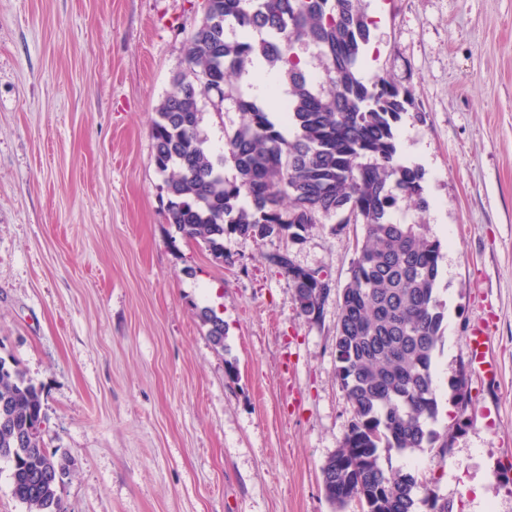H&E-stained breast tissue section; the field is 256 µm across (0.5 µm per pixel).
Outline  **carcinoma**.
<instances>
[{
	"mask_svg": "<svg viewBox=\"0 0 512 512\" xmlns=\"http://www.w3.org/2000/svg\"><path fill=\"white\" fill-rule=\"evenodd\" d=\"M362 2L204 0L202 20L186 39L188 68L173 77L152 120L153 159L165 176L167 223L227 265L234 264L224 251L227 236L297 242L333 215L363 225L338 294L334 339L336 376L353 419L321 467L322 486L338 509L355 500L361 512H417L426 486L413 472L384 468L380 449L413 454L437 444L446 463L448 434L427 425L438 410L431 367L442 339L435 296L441 243L422 225L392 217L401 199L421 213L429 208L423 170L396 162L397 125L417 108L409 90L360 77L371 41ZM298 45L316 48L322 81L299 66ZM258 63L282 73L284 89L270 94L281 123L237 83ZM203 96L217 111L232 107L240 116L220 154L206 147ZM265 260L292 282L301 313L318 319L330 280L317 282L286 248ZM198 317L224 349V319L208 307ZM449 389L454 405L467 403L464 378H453ZM43 421L41 390L0 358V460L10 463L11 494L26 512H64L58 489L72 460L45 448Z\"/></svg>",
	"mask_w": 512,
	"mask_h": 512,
	"instance_id": "1",
	"label": "carcinoma"
}]
</instances>
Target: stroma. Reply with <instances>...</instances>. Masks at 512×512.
I'll return each instance as SVG.
<instances>
[{
  "instance_id": "obj_1",
  "label": "stroma",
  "mask_w": 512,
  "mask_h": 512,
  "mask_svg": "<svg viewBox=\"0 0 512 512\" xmlns=\"http://www.w3.org/2000/svg\"><path fill=\"white\" fill-rule=\"evenodd\" d=\"M367 3L364 71L419 107L397 159L423 169L430 208L393 215L442 243L434 427L450 452L443 467L433 448L391 461L454 512H512V0ZM201 19V0H0V357L42 389L46 446L73 461L65 512H361L335 510L320 472L353 417L335 293L361 225L332 217L289 245L231 236V266L169 237L150 124ZM282 248L332 279L320 319L266 262ZM480 322L490 379L471 366ZM198 317L203 326L207 327V335L217 349H224L225 325L224 320L214 309L203 307L199 310Z\"/></svg>"
}]
</instances>
